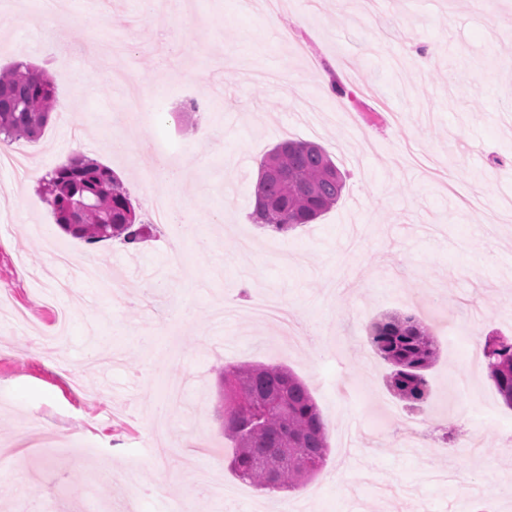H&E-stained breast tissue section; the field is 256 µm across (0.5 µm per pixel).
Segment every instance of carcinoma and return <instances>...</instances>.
Returning a JSON list of instances; mask_svg holds the SVG:
<instances>
[{
    "instance_id": "cac0c4a2",
    "label": "carcinoma",
    "mask_w": 512,
    "mask_h": 512,
    "mask_svg": "<svg viewBox=\"0 0 512 512\" xmlns=\"http://www.w3.org/2000/svg\"><path fill=\"white\" fill-rule=\"evenodd\" d=\"M0 135L37 140L47 124L55 87L42 70L15 64L0 69ZM344 189L342 173L327 152L307 141H286L261 159L252 223L274 232L312 224ZM39 191L55 221L86 242L119 239L136 245L147 229L113 171L94 160L73 158L47 173ZM369 343L393 367L387 385L402 400L429 395L426 371L438 357L428 329L412 314L371 323ZM484 357L503 403L512 408V339L489 336ZM224 434L234 443L233 474L260 490L295 488L326 463L327 429L308 386L280 365L224 366Z\"/></svg>"
}]
</instances>
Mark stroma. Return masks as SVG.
Returning <instances> with one entry per match:
<instances>
[{
    "mask_svg": "<svg viewBox=\"0 0 512 512\" xmlns=\"http://www.w3.org/2000/svg\"><path fill=\"white\" fill-rule=\"evenodd\" d=\"M281 2L274 31L262 0H170L165 40L140 0L99 15L65 0L73 24L54 34L22 22L28 0H0V67L44 69L60 104L38 141L0 147L45 172L74 155L101 162L143 215L141 169L111 142L180 144L183 182L155 191L192 213L177 272L158 248L166 227L135 248L87 244L61 230L37 186L0 171V512H126L142 488L144 512L185 501L195 512H455L462 499L470 512H512V408L480 346L512 337V0H381L377 16L359 0ZM283 68L285 86L242 78ZM319 68L343 93L316 80ZM194 94L213 108L187 109ZM285 140L320 143L345 186L314 223L274 233L248 215L260 159ZM53 247L124 270L136 301L74 282L59 299L72 312L64 352L35 358L36 339L54 333L53 290L31 272ZM255 291L287 301L320 345L236 314ZM408 313L439 349L419 405L389 390L390 366L368 341L373 319ZM228 362L283 365L308 385L328 429L318 477L269 493L228 470ZM465 372L469 391L453 386ZM479 399L494 414L468 454ZM432 411L430 452L389 444L401 416ZM35 419L60 453L43 448ZM193 441L209 455L189 459Z\"/></svg>",
    "mask_w": 512,
    "mask_h": 512,
    "instance_id": "1",
    "label": "stroma"
}]
</instances>
